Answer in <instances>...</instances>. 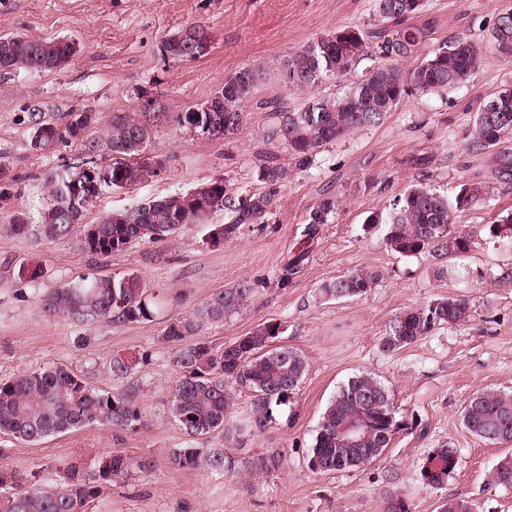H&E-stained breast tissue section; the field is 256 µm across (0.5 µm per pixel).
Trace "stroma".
I'll return each mask as SVG.
<instances>
[{"mask_svg":"<svg viewBox=\"0 0 512 512\" xmlns=\"http://www.w3.org/2000/svg\"><path fill=\"white\" fill-rule=\"evenodd\" d=\"M509 9L512 0H425L408 20L426 33L417 57L462 35L485 43L497 15ZM191 25L210 32L208 56L187 63L165 59V37ZM344 26L374 29V0H0V36L23 33L77 45L63 70L0 75V166L17 180L15 197L0 203V381L63 366L96 388L129 393L142 413L134 430L95 424L36 444L0 434V463L45 482L63 463L89 470L111 454L149 461L148 471H131L105 488L88 512H383L388 493L405 497L411 512H439L449 498L470 501L474 512H512V488L491 480L506 446L462 424L473 393H512V248L489 233L492 221L512 213V185L496 186L460 215L472 247L453 260V274L443 280L434 276L439 258L390 251L385 225L366 221L413 184L447 194L462 181H486L489 156L470 147L474 118L491 94L512 88V60L487 55L468 87L406 98L382 125L327 146L312 168L294 169L287 150L266 139L274 109L340 93L347 81L327 78L301 89L286 84L282 72L294 52ZM417 57L404 60V67ZM245 65L262 67L266 77L245 103L235 135L210 138L173 123L156 128L147 152L162 159L160 176L126 190L104 189L83 221L95 224L112 211L218 178L258 190L256 165L272 150L289 175L268 223L243 226L236 238L214 246L208 233L223 223L219 211L183 226L174 238L140 240L109 257L80 251L75 237L44 235L37 222L44 175L72 161L76 151L34 152L29 105H45L58 123L71 110L89 107L105 125L114 114L138 112L136 93L146 90L166 111L180 112L205 102L227 74ZM326 197L335 198L336 210L309 233L308 213ZM16 209L31 218L22 235L9 232ZM301 251L304 261L288 285H279L286 262ZM362 267L381 273L377 288L353 300L322 297L324 282ZM23 268L40 271L37 282L21 277ZM130 273L148 290L151 319L79 324L46 316L38 300L40 293L93 275ZM243 281L253 288L248 302L223 322L202 327L200 337L225 345L277 321L282 341L305 358L307 371L291 404L244 442L188 439L172 413L182 373L164 329ZM440 295L466 296L471 320L397 352L382 350L391 320ZM119 355L137 358L122 378L110 369ZM360 372L390 389L400 427L385 454L364 466L312 470L310 449L322 413L338 387ZM447 443L458 450L457 468L442 486L430 487L420 470L433 448ZM191 444L223 446L228 468L172 464L173 452ZM272 455L278 465L262 468L261 460Z\"/></svg>","mask_w":512,"mask_h":512,"instance_id":"35a3bbf8","label":"stroma"}]
</instances>
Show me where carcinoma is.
Listing matches in <instances>:
<instances>
[{"mask_svg": "<svg viewBox=\"0 0 512 512\" xmlns=\"http://www.w3.org/2000/svg\"><path fill=\"white\" fill-rule=\"evenodd\" d=\"M424 0H375V15L381 27L368 31L342 27L295 52L288 60L282 79L289 85L306 88L325 77L348 74L361 60L372 64L346 92L312 99L294 110H275L276 123L268 132L273 144L286 148L296 167H311L328 145L358 131L377 127L407 97L467 86L480 70L484 56L493 53L512 59V12L498 15L489 44L479 45L460 36L427 54L412 69L401 61L411 57L424 42L425 32L405 24L421 10ZM184 31L163 40L170 60L179 63L196 61L185 57ZM68 40L34 39L20 34L0 36V71L7 74L16 68L57 71L68 63ZM262 79L257 67L244 66L224 78L218 91L203 106L182 112L155 111L154 98L146 91L137 92L142 100L139 112L117 113L103 129L94 134L88 129L79 145L76 158L47 172L43 179L44 205L40 224L51 239L72 235L80 219L71 215L64 197L67 169L79 165L102 164L101 153L108 154L105 164L111 175V187L128 189L159 175L160 161L146 155L145 148L154 130L163 123L174 122L192 129L211 127L210 136L236 133L243 121V106L255 94ZM34 133L45 131L48 142L74 144L78 134L73 122L46 121L44 109L28 107ZM474 150L494 149L491 177L484 182H462L451 196L418 184L393 200L385 214L372 213L368 224L387 227L385 245L402 256L437 253L452 259L469 251L471 237L459 229L457 218L473 204L483 200L496 183H512V89H502L489 98L476 113L471 140ZM258 180L263 190L257 193L236 190L223 179L206 184V196L223 199L222 239L232 240L246 224L268 222L281 187L288 179V168L278 163L277 155L268 153L258 166ZM336 200L324 198L309 212L311 229L329 222ZM211 212L189 194L151 198L128 209L107 214L99 224L85 226L78 248L90 255L110 256L132 243L148 238L161 241L181 229L177 224L206 220ZM490 233L512 246V214L490 225ZM379 272L359 269L321 286L323 297L347 300L360 297L377 287ZM252 288L246 282L214 294L205 305L189 317L169 323L164 339L173 344V362L183 376L173 391V411L181 429L189 438L224 433L232 396L228 384H235L254 395L251 416L236 428L261 430L272 421L274 412L288 403L287 390L293 379H303L306 360L297 351L267 347V337L284 333L281 323L259 325L244 344L229 343L222 347L196 337L206 324L220 323L224 316L237 310L250 298ZM49 316L79 323L139 322L152 317L151 302L141 278L134 274L93 278L56 288L40 298ZM471 316L464 297H438L423 305L401 312L389 324L381 347L394 352L411 345L446 326L462 325ZM137 364L134 356L112 359L113 375L122 377ZM362 415L368 422L364 441L352 448L341 441L338 430L348 420ZM141 422L131 396L123 392L100 390L63 366L42 369L12 380L0 382V433L26 442L80 429L90 423L134 429ZM464 427L473 435L494 445L512 443V393L483 390L472 394L462 410ZM399 428L391 394L387 386L368 374L349 378L340 386L324 410L316 429L309 461L318 462L320 471H342L360 467L384 454ZM439 459L443 467L430 473L423 466L421 477H430L427 485L439 487L455 471L457 449L443 445L428 455L427 461ZM172 462L180 467H203L222 472L226 457L222 448H180ZM150 468L149 461H134L121 454L101 458L92 471L74 463L56 467V478L49 484H27L20 474L0 466V512H86L89 499L100 487ZM498 486H512V456H504L491 473Z\"/></svg>", "mask_w": 512, "mask_h": 512, "instance_id": "cac0c4a2", "label": "carcinoma"}]
</instances>
